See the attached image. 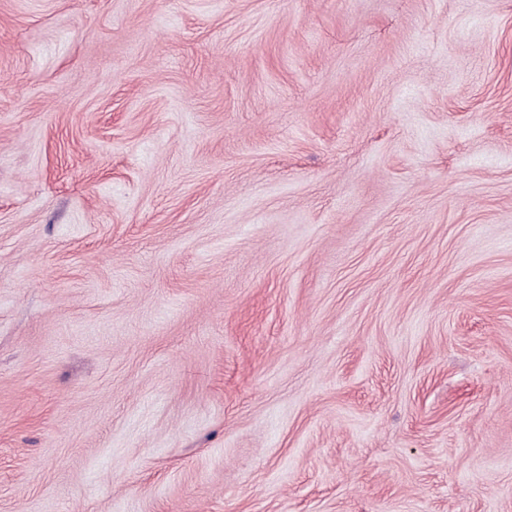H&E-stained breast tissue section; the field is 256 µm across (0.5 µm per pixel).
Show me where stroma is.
Masks as SVG:
<instances>
[{
  "label": "stroma",
  "instance_id": "stroma-1",
  "mask_svg": "<svg viewBox=\"0 0 512 512\" xmlns=\"http://www.w3.org/2000/svg\"><path fill=\"white\" fill-rule=\"evenodd\" d=\"M0 512H512V0H0Z\"/></svg>",
  "mask_w": 512,
  "mask_h": 512
}]
</instances>
